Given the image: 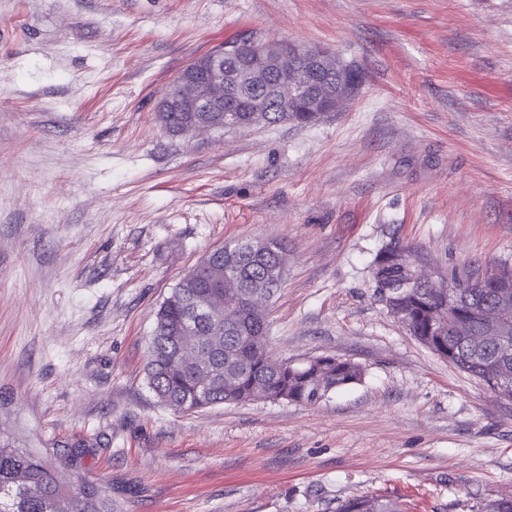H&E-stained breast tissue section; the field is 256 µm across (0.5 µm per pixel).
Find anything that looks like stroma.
Returning <instances> with one entry per match:
<instances>
[{
  "mask_svg": "<svg viewBox=\"0 0 512 512\" xmlns=\"http://www.w3.org/2000/svg\"><path fill=\"white\" fill-rule=\"evenodd\" d=\"M249 35L322 48L361 86L308 125L166 131L173 77ZM256 237L288 251L271 356L362 381L313 406L163 405L157 309ZM386 246L434 278L512 265V0H0V443L116 512H482L512 496V400L389 314ZM410 508V504L398 499L359 496L343 502L337 512H407Z\"/></svg>",
  "mask_w": 512,
  "mask_h": 512,
  "instance_id": "obj_1",
  "label": "stroma"
}]
</instances>
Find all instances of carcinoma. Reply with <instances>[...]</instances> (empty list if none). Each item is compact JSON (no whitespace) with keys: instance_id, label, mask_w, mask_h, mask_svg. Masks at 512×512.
<instances>
[{"instance_id":"obj_1","label":"carcinoma","mask_w":512,"mask_h":512,"mask_svg":"<svg viewBox=\"0 0 512 512\" xmlns=\"http://www.w3.org/2000/svg\"><path fill=\"white\" fill-rule=\"evenodd\" d=\"M171 125L197 119L200 127L218 118L216 112H161ZM308 112L268 113L269 122L308 123ZM244 242L226 244L214 251L208 270L194 279L181 278L156 313L147 360V383L164 405L193 412L219 404H246L260 398L313 405L330 393L362 381L363 367L349 359L320 356L298 363L276 361L266 352L269 325L264 311L251 307L244 315L232 312L224 319V303L246 301L255 292L273 297L283 279L274 269L279 253L262 257L241 252ZM405 249H386L374 261V275L393 287L403 280L401 259H410ZM479 269L471 268L448 278L445 291L456 299L460 331L450 335L436 327L434 309L443 295L433 288H408L395 304L404 325L422 344L448 360L460 371L492 390L512 398V335L502 342L475 340L485 335L484 325L473 321L471 308L512 320V268L496 283H478ZM219 307L213 321L197 311L203 303ZM191 326L200 362L219 376L218 383L203 387L199 368L192 362L181 366L174 358L187 357L182 336ZM411 505L377 496H359L343 502L337 512H408ZM0 512H114L104 493L88 492L76 499L71 486L59 482L54 463L36 451L0 446Z\"/></svg>"}]
</instances>
